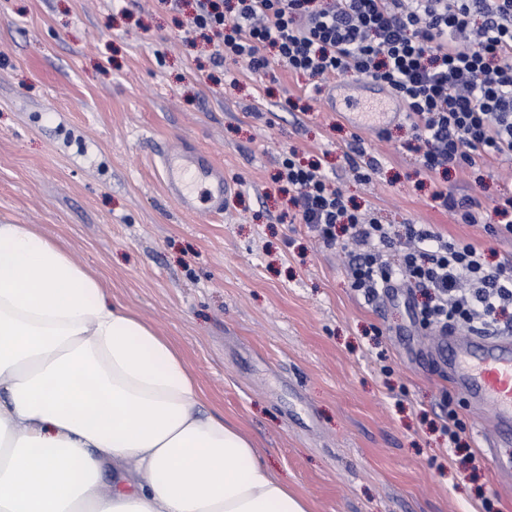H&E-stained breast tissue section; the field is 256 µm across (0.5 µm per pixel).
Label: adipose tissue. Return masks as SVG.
I'll return each instance as SVG.
<instances>
[{
  "label": "adipose tissue",
  "instance_id": "1",
  "mask_svg": "<svg viewBox=\"0 0 512 512\" xmlns=\"http://www.w3.org/2000/svg\"><path fill=\"white\" fill-rule=\"evenodd\" d=\"M0 512L310 510L166 337L32 225L0 221Z\"/></svg>",
  "mask_w": 512,
  "mask_h": 512
}]
</instances>
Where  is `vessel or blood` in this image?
I'll list each match as a JSON object with an SVG mask.
<instances>
[{
  "label": "vessel or blood",
  "instance_id": "1",
  "mask_svg": "<svg viewBox=\"0 0 512 512\" xmlns=\"http://www.w3.org/2000/svg\"><path fill=\"white\" fill-rule=\"evenodd\" d=\"M374 92L375 84L368 79L341 82L334 99L352 110L356 126L380 129L399 118L402 109L391 103L372 117L360 112L361 99ZM160 164L165 191L183 211L208 218L223 214L232 189L223 166L203 153L174 145L162 152ZM437 347L446 356L456 392L485 416L486 456L498 470L511 471L512 463L504 460L503 451L512 447V336L452 330L439 337Z\"/></svg>",
  "mask_w": 512,
  "mask_h": 512
}]
</instances>
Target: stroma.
Returning a JSON list of instances; mask_svg holds the SVG:
<instances>
[{"instance_id": "35a3bbf8", "label": "stroma", "mask_w": 512, "mask_h": 512, "mask_svg": "<svg viewBox=\"0 0 512 512\" xmlns=\"http://www.w3.org/2000/svg\"><path fill=\"white\" fill-rule=\"evenodd\" d=\"M165 0H0V218L34 225L99 272L122 304L184 354L210 407L247 430L311 512H512L464 399L463 449L438 403L454 388L406 304L366 303L346 272L350 245L318 243L276 174L284 153L316 161L345 200L385 224H428L478 243L489 262L512 239L484 230L512 197V165L485 190L468 173H426L406 122L384 135L327 109L331 84L280 66H215ZM55 108L53 119L43 111ZM209 153L234 191L221 217L182 211L157 154ZM379 161L354 179L352 147ZM473 195L460 224L436 186Z\"/></svg>"}]
</instances>
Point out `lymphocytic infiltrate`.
<instances>
[{
  "mask_svg": "<svg viewBox=\"0 0 512 512\" xmlns=\"http://www.w3.org/2000/svg\"><path fill=\"white\" fill-rule=\"evenodd\" d=\"M186 24L213 36L216 63L255 73L276 64L312 78L355 76L399 98L430 173L512 160V0H195ZM302 223L331 245L345 233L355 246L347 274L372 301L384 291L418 290L414 321L429 332L451 328L512 334L500 316L512 307V262L489 265L474 242L424 224L396 228L349 208L319 164L281 161ZM407 242L398 264L381 250Z\"/></svg>",
  "mask_w": 512,
  "mask_h": 512,
  "instance_id": "f902f5d3",
  "label": "lymphocytic infiltrate"
}]
</instances>
